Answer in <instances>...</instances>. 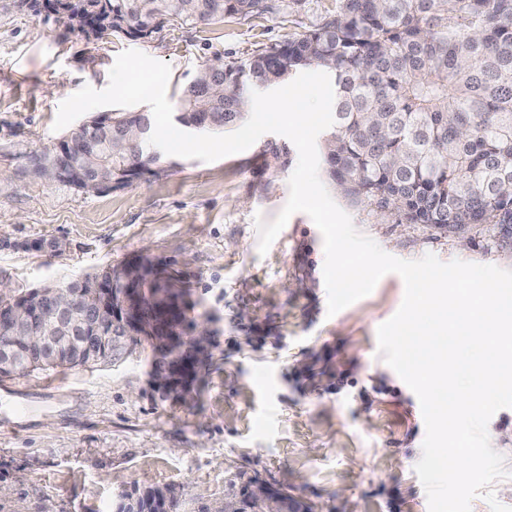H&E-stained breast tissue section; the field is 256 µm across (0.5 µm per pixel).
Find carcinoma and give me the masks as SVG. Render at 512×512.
Instances as JSON below:
<instances>
[{"label":"carcinoma","instance_id":"carcinoma-1","mask_svg":"<svg viewBox=\"0 0 512 512\" xmlns=\"http://www.w3.org/2000/svg\"><path fill=\"white\" fill-rule=\"evenodd\" d=\"M69 28L88 39L119 35L147 39L166 22L208 24L226 15L273 13L277 0H46ZM336 13L301 37L243 64L217 58L178 98L176 120L186 128L226 129L246 111L244 89L276 86L316 66L335 88L333 126L323 150L342 194L390 213L400 223L454 234L466 224L498 227L512 203V0H338ZM150 115L114 112L112 124L80 137L123 185L152 169ZM140 318L180 326L185 311L171 278L144 265ZM122 271L106 269L68 284L79 304L94 309L104 333L122 328L114 299ZM80 324L55 322L56 364L76 362ZM27 341H17L16 367L27 375ZM173 506L171 490L135 486L117 512Z\"/></svg>","mask_w":512,"mask_h":512}]
</instances>
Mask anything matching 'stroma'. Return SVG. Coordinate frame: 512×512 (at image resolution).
I'll return each instance as SVG.
<instances>
[{
  "mask_svg": "<svg viewBox=\"0 0 512 512\" xmlns=\"http://www.w3.org/2000/svg\"><path fill=\"white\" fill-rule=\"evenodd\" d=\"M336 0H282L273 13L167 24L145 42L86 39L42 0H0V281L17 295L133 262L159 265L209 331L190 387L165 391L150 344L116 364L0 379V512H114L132 485L174 494V512H222L228 480L256 479L313 512H425L414 467L425 425L414 392L377 354L402 304L394 273L327 313L323 238L293 214L266 255L255 215L285 205L298 152L268 133L212 163L162 155L165 175L85 194L33 173L60 103L105 88L119 53L168 63L169 100L215 58L237 62L322 24ZM288 152L274 159L272 148ZM335 202L387 253H431L512 270L489 226L469 243L405 224L342 195Z\"/></svg>",
  "mask_w": 512,
  "mask_h": 512,
  "instance_id": "35a3bbf8",
  "label": "stroma"
}]
</instances>
